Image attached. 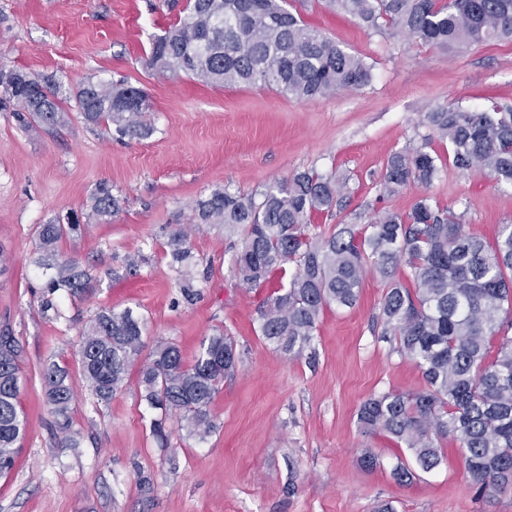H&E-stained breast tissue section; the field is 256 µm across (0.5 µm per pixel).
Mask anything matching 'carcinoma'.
<instances>
[{
	"label": "carcinoma",
	"mask_w": 512,
	"mask_h": 512,
	"mask_svg": "<svg viewBox=\"0 0 512 512\" xmlns=\"http://www.w3.org/2000/svg\"><path fill=\"white\" fill-rule=\"evenodd\" d=\"M331 2L379 33L431 46L512 41V0ZM147 64L164 77L184 73L213 85L270 86L303 101L371 80L370 65L287 10L283 0H187L183 15L152 42ZM0 92V106L10 108L23 129L63 121L72 101L86 123L113 125L122 138L154 132L145 120V93L125 79L85 81L64 95L51 81L1 62ZM423 124L448 141L456 168L512 185V107L443 105L425 113ZM440 162L425 143L393 153L381 177L385 192L431 185ZM347 199V179L304 170L254 194L213 190L193 211L198 224L243 230L234 261L243 286L260 288L295 265L288 283L268 293L258 310L260 336L286 355L310 347L325 309L353 307L373 268L385 284L382 335L395 337L396 352L415 362L423 386L371 395L359 407L360 427L405 446L424 472L440 465L441 441L451 439L478 493L512 489V224L501 225L489 244L467 234L451 207L423 195L406 214L385 210L363 226L338 224L328 236L310 234L314 218L342 213ZM119 209L112 188L99 184L93 216L106 221ZM80 231L77 215L38 227L36 264L51 271L40 296L45 312L55 308L59 291L76 296L95 288V278L57 251L61 239ZM169 246L174 262L191 258L184 228L171 232ZM142 336L143 323L132 312L112 310L99 312L81 334L82 375L98 402L122 391L143 350ZM235 353V340L222 332L205 339L191 366L178 347L158 344L139 369L141 399L181 415L188 435L203 441L216 430L210 406L237 369ZM21 355L18 339L0 332L1 475L11 469L26 429L18 407ZM43 384L62 440L73 441L74 391L66 370L48 366Z\"/></svg>",
	"instance_id": "cac0c4a2"
}]
</instances>
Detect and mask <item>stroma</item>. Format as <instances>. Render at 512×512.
I'll return each instance as SVG.
<instances>
[{"mask_svg": "<svg viewBox=\"0 0 512 512\" xmlns=\"http://www.w3.org/2000/svg\"><path fill=\"white\" fill-rule=\"evenodd\" d=\"M312 27L371 65L370 83L302 101L260 86L219 87L191 76L156 74L153 39L176 21L169 0H0V60L62 91L88 79L127 78L141 88L155 127L144 139L118 138L68 110L51 130H23L0 112V330L24 347L19 406L26 431L13 469L0 475V512H512V490L481 497L457 443L443 444L439 467L407 484L391 469L407 449L364 432L361 403L423 384L415 363L381 338L384 284L367 272L357 304L321 316L313 356H287L259 334L264 293L243 288L232 269L242 232L216 226L194 235L188 269L168 247L175 225L217 188L244 194L314 169L348 181L339 218L315 219L329 235L336 222L362 224L375 211H408L429 194L461 216L467 233L493 241L512 222V187L457 169L449 146L431 138L444 161L429 187L389 195L388 157L430 136L424 112L439 105L512 106V42L461 51L425 46L368 30L326 0H288ZM107 182L121 200L109 221L89 219L95 188ZM84 219L58 252L96 279L93 293L58 294L42 312L35 265L39 225ZM105 309H130L144 322L143 342L175 343L185 364L220 331L235 337L241 359L211 405L217 430L188 436L179 416L140 399L138 370L108 404L96 403L81 374V333ZM58 364L75 395L74 444L62 441L45 403L42 373ZM163 419L169 447L151 432ZM378 456L376 468L361 464Z\"/></svg>", "mask_w": 512, "mask_h": 512, "instance_id": "stroma-1", "label": "stroma"}]
</instances>
